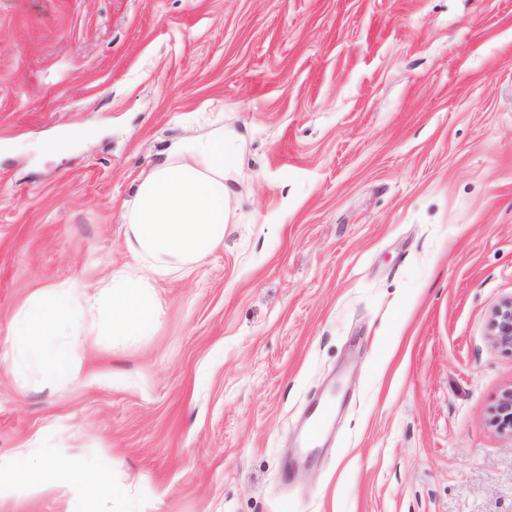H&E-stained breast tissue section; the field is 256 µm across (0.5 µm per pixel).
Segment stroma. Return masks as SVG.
I'll return each mask as SVG.
<instances>
[{"instance_id": "35a3bbf8", "label": "stroma", "mask_w": 512, "mask_h": 512, "mask_svg": "<svg viewBox=\"0 0 512 512\" xmlns=\"http://www.w3.org/2000/svg\"><path fill=\"white\" fill-rule=\"evenodd\" d=\"M218 127L223 245L80 383L19 386L15 314L129 262L133 181ZM509 298L512 0H0V512H67L14 475L53 452L124 512H512ZM489 335L492 341L512 350V299L501 302L491 313ZM493 423L501 431L512 432V391L505 392L490 408ZM329 411L330 408L324 400L317 403L311 411L303 447L305 448L306 458L308 459H312L315 455L317 443L323 435L322 422ZM68 466L69 484L78 490L69 500L67 512H90L85 509L109 493H112V509L117 504L113 512H124L118 507L119 502H122V493L112 484L105 471L83 460H73Z\"/></svg>"}]
</instances>
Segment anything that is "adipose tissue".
I'll return each mask as SVG.
<instances>
[{
  "label": "adipose tissue",
  "instance_id": "ef3b65f1",
  "mask_svg": "<svg viewBox=\"0 0 512 512\" xmlns=\"http://www.w3.org/2000/svg\"><path fill=\"white\" fill-rule=\"evenodd\" d=\"M239 172L238 152L223 129L175 142L167 159L142 174L124 203L125 245L130 263L111 271L87 293L62 283L32 295L14 317L10 353L19 368L34 367L46 378H82L80 357L87 341L76 332L85 315L104 317L113 336H139L159 321L160 281L188 275L224 242L230 184ZM75 492L68 512H86L103 497L121 502L107 473L90 462L69 464Z\"/></svg>",
  "mask_w": 512,
  "mask_h": 512
}]
</instances>
